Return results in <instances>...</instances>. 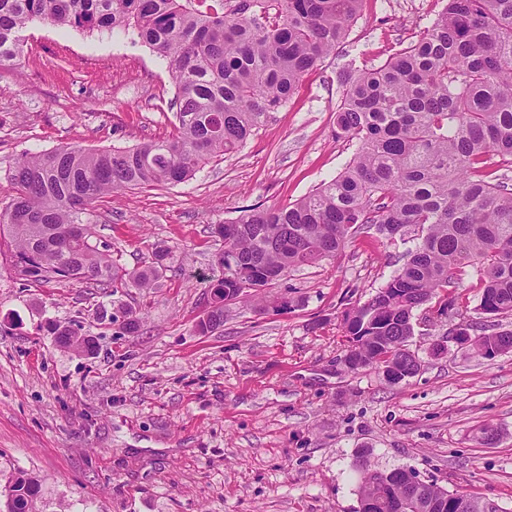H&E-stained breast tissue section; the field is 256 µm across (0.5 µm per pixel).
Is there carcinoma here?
<instances>
[{
  "mask_svg": "<svg viewBox=\"0 0 512 512\" xmlns=\"http://www.w3.org/2000/svg\"><path fill=\"white\" fill-rule=\"evenodd\" d=\"M363 0H0V67L17 64L28 24L122 29L167 62L175 82L171 136L132 148L76 146L25 154L11 172L15 196L0 210V240L26 279L65 278L114 288H151L167 253L126 276L90 242L82 222L112 192L187 181L201 165L239 150L288 104L302 78L331 55ZM336 136L356 144L331 181L287 205L255 204L219 225L224 276L209 285L206 334L224 307L256 296L294 270L333 257L371 230L412 244L366 302L342 315L353 370L420 368L408 348L417 311L431 303L455 315L448 293L471 268L477 310L512 316V0H447L420 37L383 63L342 73ZM464 337L484 358L512 351V331L495 325ZM82 352L94 342L56 330ZM414 470H360L359 512H397L415 495L419 512H504L495 501L413 483ZM9 512H35L36 483L11 479Z\"/></svg>",
  "mask_w": 512,
  "mask_h": 512,
  "instance_id": "carcinoma-1",
  "label": "carcinoma"
}]
</instances>
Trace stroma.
<instances>
[{
    "label": "stroma",
    "mask_w": 512,
    "mask_h": 512,
    "mask_svg": "<svg viewBox=\"0 0 512 512\" xmlns=\"http://www.w3.org/2000/svg\"><path fill=\"white\" fill-rule=\"evenodd\" d=\"M444 5L365 0L335 53L239 152L187 182L99 199L83 220L119 266L167 251L155 287L36 283L0 255V486L28 473L38 512H358L365 462L512 512V352L484 359L439 322L412 336L421 367L399 384L345 364L342 314L375 293L402 246L357 235L275 285L288 308L238 303L223 326L197 329L222 275L214 226L336 177L355 150L334 133L343 67L382 63ZM21 36L18 65L0 68V207L21 155L172 133L174 80L131 34L36 21ZM127 310L142 319L133 336L117 333ZM56 327L94 336L96 352L59 347ZM483 425L495 444H481Z\"/></svg>",
    "instance_id": "1"
}]
</instances>
